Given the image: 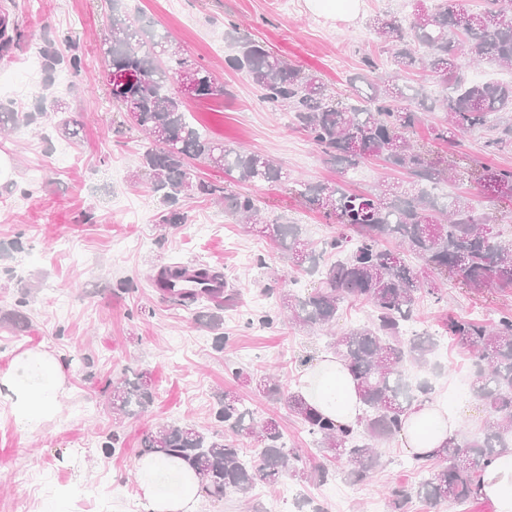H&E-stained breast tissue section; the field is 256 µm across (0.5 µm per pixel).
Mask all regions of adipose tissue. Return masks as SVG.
I'll list each match as a JSON object with an SVG mask.
<instances>
[{
    "label": "adipose tissue",
    "instance_id": "obj_1",
    "mask_svg": "<svg viewBox=\"0 0 512 512\" xmlns=\"http://www.w3.org/2000/svg\"><path fill=\"white\" fill-rule=\"evenodd\" d=\"M69 392L65 365L44 349L16 353L0 371V408L25 431H35L61 411ZM296 395L314 412L343 428H359L362 401L357 383L340 357L321 354L303 370ZM460 411L444 396L415 404L403 417L398 438L415 456L438 457L459 428ZM142 512H202L207 478L176 455L157 453L136 463ZM475 492L490 499L496 512H512V448L481 472Z\"/></svg>",
    "mask_w": 512,
    "mask_h": 512
}]
</instances>
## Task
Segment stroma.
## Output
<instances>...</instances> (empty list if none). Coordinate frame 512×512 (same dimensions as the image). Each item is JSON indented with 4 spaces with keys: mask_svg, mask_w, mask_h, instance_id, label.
Returning <instances> with one entry per match:
<instances>
[{
    "mask_svg": "<svg viewBox=\"0 0 512 512\" xmlns=\"http://www.w3.org/2000/svg\"><path fill=\"white\" fill-rule=\"evenodd\" d=\"M115 7L135 25L180 44L188 59L231 87L226 98L189 99L191 121L217 141L280 163L282 181L252 185L250 192L263 215L299 225L314 246L335 227L293 193L295 181L342 180L361 192L406 180L377 160L346 172L328 163L287 112L271 108L227 67L224 53L225 25L232 20L241 36L345 94L363 58L379 53L369 20L403 16V0H361L350 21L310 11L305 0H294L289 13L276 0H0V16L12 17L20 30L8 48H0V71L16 70L19 59L35 49L64 57L76 51L83 59L70 84L42 70L34 85L18 83L13 97H0V106L31 112L38 89L66 102L81 122L75 141L60 136L50 114L0 134V152L14 170L13 178L0 183V370L15 353L39 346L60 355L69 376L60 415L38 431H21L11 418L0 417V512H40L45 499L65 493L75 512H138L135 463L144 436L171 423L219 429L214 413L225 388L233 386L251 399L257 418L279 421L289 447L337 473L328 484L283 476L260 498L268 512H298V501L311 495L323 512H391L395 489L411 494L406 512H496L486 498L451 509L416 496L422 475L396 439L382 444L383 465L373 477L353 482L346 464L328 461L286 407L238 385L236 368L273 372L295 386L303 356L328 352L334 334L366 322L371 310L343 304L328 331L303 329L283 318L269 327L253 324L247 307L252 297H264L272 313L280 292H310L317 278L296 271L255 225L238 223L213 201L181 199L186 222L157 223L163 206L138 170L148 141L113 107L103 80L102 39ZM488 138L482 130L465 134V166L447 184L449 193L471 197L483 211L488 200L467 164L512 167V148L489 153ZM198 261L226 276L229 300L215 328L202 319V307H184L153 283L164 266ZM122 281L128 290L119 289ZM443 293L439 303L420 295L410 323L413 332L439 336L434 359L405 368L412 382L428 381L436 395L451 390L458 374L474 372L471 352L442 337L444 319L490 322L512 308V288L477 291L451 281ZM138 373L151 380L152 403L133 416L114 413L109 382ZM115 435L122 449L113 454L104 444Z\"/></svg>",
    "mask_w": 512,
    "mask_h": 512,
    "instance_id": "1",
    "label": "stroma"
}]
</instances>
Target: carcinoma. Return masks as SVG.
I'll return each mask as SVG.
<instances>
[{"label":"carcinoma","instance_id":"obj_1","mask_svg":"<svg viewBox=\"0 0 512 512\" xmlns=\"http://www.w3.org/2000/svg\"><path fill=\"white\" fill-rule=\"evenodd\" d=\"M412 2L405 24L380 17L369 22L395 72L380 76L376 59L365 56L363 72L351 76L349 84L354 88L362 82L369 94L355 102L332 94L319 75L304 72L267 46L237 37L236 24L229 23L225 32L237 44V54L226 59L227 66L257 86L263 100L288 112L330 163L347 171L375 158L408 175L406 187L385 183L367 193H354L338 182L295 184L299 197L340 227L356 232L350 248L349 236L338 232L318 250L300 238L298 225L261 217L251 195L191 177L190 163L199 161L235 176L238 183L282 179V168L272 160L217 143L190 122L180 86L183 74L200 79L198 99L227 93L205 66L189 61L178 49L163 58L141 50L143 31L115 12L102 45L106 70L129 76L127 83L109 89L113 104L125 111L128 101H133L135 112L129 120L150 138L140 167L148 172L152 191L166 206L159 223H186L178 207L181 195L222 201L224 211L233 218L261 225L262 233L293 267L320 274L319 286L307 295L280 294L277 311L261 316L259 324L271 325L288 311L302 327H329L343 303L370 306L366 324L331 342L362 392L361 429L337 427L271 376L250 378L255 395L289 407L320 447L339 460L346 459L349 477L356 482L368 479L380 467V441L394 437L402 415L432 391L426 381L409 383L402 372L407 362L427 365L438 345L437 337L429 333H408L417 295L425 292L441 302V281L450 277L469 288H512V240L497 230L501 218L477 211L465 196L434 193L435 184L455 178L456 166L437 165L430 158L431 149L410 137L424 116L442 111L444 123L432 128L433 139L452 146L462 134L489 129L494 132L488 140L489 152L512 147V80L466 82L455 71V62L466 49L480 62L512 71V0H486L488 8L481 12L467 9V0H443L435 7L427 5L428 0ZM63 61L73 74L81 72L79 55L65 60L55 52L44 53L47 71ZM414 70L434 78L443 87L441 97L429 96L422 85L399 87L398 77ZM39 110L56 115L63 136H78L79 123L61 103L41 101ZM478 166L484 172L489 200L512 201V169L483 162ZM327 253L344 258L324 264ZM407 253L420 264L407 263ZM444 335L473 354L479 366L475 394L489 414L481 434L449 441L441 464L412 458L414 468L428 473L417 495L451 506L474 497V485L485 464L507 448L506 439L512 437V309L491 323L450 318ZM151 401L152 390L142 375L112 386V410L119 414L143 410ZM248 403L237 391L227 389L215 419L254 441L251 459L217 431L208 437L182 425L167 424L150 433L143 448L151 453L171 451L205 472L209 477L206 494L216 498L236 493L251 499L258 483L272 487L285 472L301 481L328 478L326 469L311 466L288 448L275 418L254 422Z\"/></svg>","mask_w":512,"mask_h":512}]
</instances>
